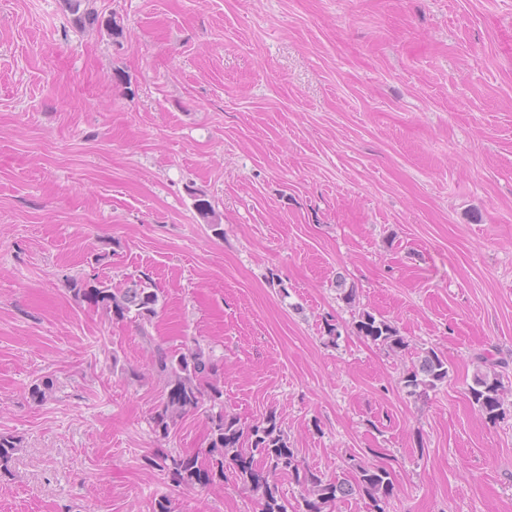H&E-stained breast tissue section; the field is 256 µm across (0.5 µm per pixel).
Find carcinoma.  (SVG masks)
<instances>
[{
    "mask_svg": "<svg viewBox=\"0 0 512 512\" xmlns=\"http://www.w3.org/2000/svg\"><path fill=\"white\" fill-rule=\"evenodd\" d=\"M76 25L104 28L117 35V21L101 16L89 7V0H63ZM194 206L211 224L215 234H222L219 218L212 203L195 192ZM70 291L74 297L100 308L115 321L130 317L148 320L156 314L158 289L149 280L138 279L126 288L114 289L105 282L74 280ZM355 328L359 335L398 353L406 347L392 322L368 310L358 311ZM153 369L163 383V394L151 416L154 433L167 438L187 415L207 413V447L205 459L198 454L160 450L144 458V466L162 472L170 482L181 485H209L224 479L227 469L261 501V512H287L279 488L286 477L300 488L302 512H329L336 502L355 492L371 501L372 512H385L394 495L389 469L380 465H356L354 481L327 478L300 464L298 450L288 445L276 414L247 423L224 412V376L211 352L197 342L176 349L158 346L153 352ZM449 377L448 359L429 349L417 355V362L404 373L402 389L418 397L435 389ZM473 403L487 418L495 420L504 413V386L494 371L477 370L469 385Z\"/></svg>",
    "mask_w": 512,
    "mask_h": 512,
    "instance_id": "obj_1",
    "label": "carcinoma"
}]
</instances>
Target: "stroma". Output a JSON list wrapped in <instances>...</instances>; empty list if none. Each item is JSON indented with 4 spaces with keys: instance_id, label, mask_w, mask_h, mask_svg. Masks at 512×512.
Listing matches in <instances>:
<instances>
[{
    "instance_id": "obj_1",
    "label": "stroma",
    "mask_w": 512,
    "mask_h": 512,
    "mask_svg": "<svg viewBox=\"0 0 512 512\" xmlns=\"http://www.w3.org/2000/svg\"><path fill=\"white\" fill-rule=\"evenodd\" d=\"M90 5L120 37L63 0H0V512H259L233 475L143 465L206 445L203 413L164 440L149 424L152 349L191 339L225 412L276 414L304 466H386V512H512V0ZM144 276L147 322L70 290ZM362 309L406 350L358 335ZM428 348L448 380L407 396ZM484 351L508 390L494 422L467 391ZM66 9L73 16L76 25L86 27L105 28L111 35L121 33V28L111 16L105 18L93 8L89 7V0H63Z\"/></svg>"
}]
</instances>
